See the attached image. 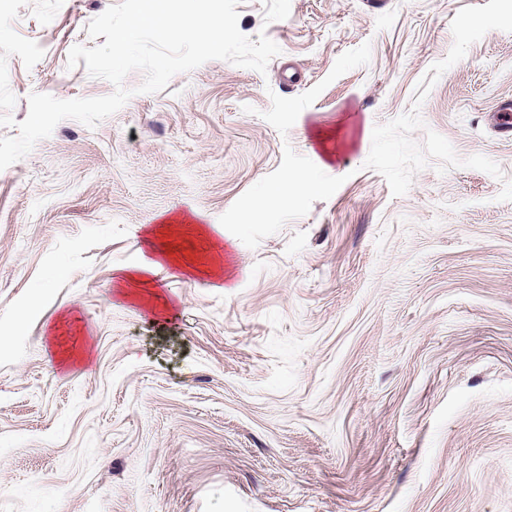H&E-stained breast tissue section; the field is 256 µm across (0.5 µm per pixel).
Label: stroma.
I'll list each match as a JSON object with an SVG mask.
<instances>
[{"label": "stroma", "mask_w": 512, "mask_h": 512, "mask_svg": "<svg viewBox=\"0 0 512 512\" xmlns=\"http://www.w3.org/2000/svg\"><path fill=\"white\" fill-rule=\"evenodd\" d=\"M117 2L20 8L15 121L112 92L67 58ZM237 10L266 73L132 72L0 170V512H512V0Z\"/></svg>", "instance_id": "1"}]
</instances>
